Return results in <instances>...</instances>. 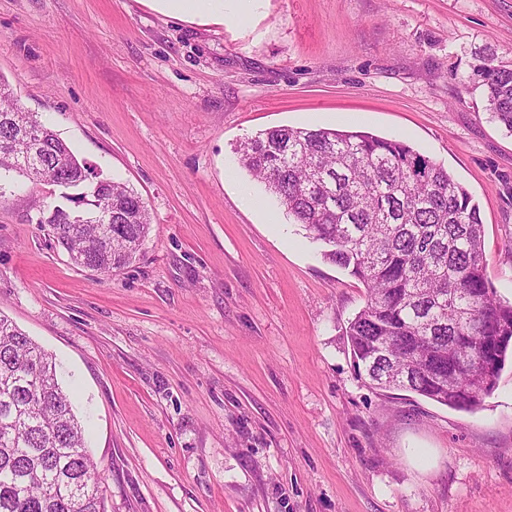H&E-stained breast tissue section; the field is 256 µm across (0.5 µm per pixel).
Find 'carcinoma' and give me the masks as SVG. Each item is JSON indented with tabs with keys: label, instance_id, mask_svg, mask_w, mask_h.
Wrapping results in <instances>:
<instances>
[{
	"label": "carcinoma",
	"instance_id": "obj_1",
	"mask_svg": "<svg viewBox=\"0 0 512 512\" xmlns=\"http://www.w3.org/2000/svg\"><path fill=\"white\" fill-rule=\"evenodd\" d=\"M477 73L487 109L512 132V69L486 57ZM30 126L42 133L38 160L0 152V171L79 190L63 198L85 210L47 203L37 223L72 263L117 274L148 237L144 202L92 175L37 114L15 111L0 78V143ZM237 155L323 258L366 286L345 336L370 383L480 409L512 352V303L487 277L484 224L466 188L404 142L366 132L274 127ZM106 211L112 223H96ZM105 491L56 357L0 313V512H106Z\"/></svg>",
	"mask_w": 512,
	"mask_h": 512
}]
</instances>
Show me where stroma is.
Returning a JSON list of instances; mask_svg holds the SVG:
<instances>
[{"mask_svg": "<svg viewBox=\"0 0 512 512\" xmlns=\"http://www.w3.org/2000/svg\"><path fill=\"white\" fill-rule=\"evenodd\" d=\"M512 68V0H259L224 24L153 0H0V77L151 229L120 273L36 222L0 175V313L53 353L107 512H512V366L476 412L355 371L365 285L322 256L236 147L276 126L368 132L478 205L512 301V132L475 70Z\"/></svg>", "mask_w": 512, "mask_h": 512, "instance_id": "1", "label": "stroma"}]
</instances>
